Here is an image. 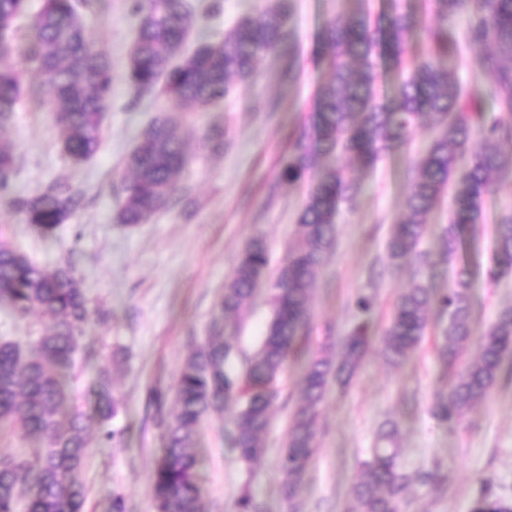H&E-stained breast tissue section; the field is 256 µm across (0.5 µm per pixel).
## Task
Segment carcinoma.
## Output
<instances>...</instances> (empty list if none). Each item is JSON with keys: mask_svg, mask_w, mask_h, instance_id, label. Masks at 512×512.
Segmentation results:
<instances>
[{"mask_svg": "<svg viewBox=\"0 0 512 512\" xmlns=\"http://www.w3.org/2000/svg\"><path fill=\"white\" fill-rule=\"evenodd\" d=\"M27 2L0 0V130L12 123L22 92L24 73L13 63L21 55L41 77L33 93L61 131L64 150L74 162H83L101 145L112 94V61L94 46L83 23L95 0H41L22 40L17 21L26 15ZM354 2L357 9L337 14L322 29L314 63L331 77L319 84L279 171L282 181H306L309 187L293 241L271 282L272 313L262 342L235 376L226 370L232 346L218 324L187 356L177 378L175 409L159 420L165 447L149 487L153 512H206L200 460L191 451L204 418L221 414L231 421L228 444L242 462L264 454L279 377L288 361L302 359V397L278 460L284 494L292 498L319 448L321 407L330 383L350 377L372 342L374 301L360 295L353 327L338 351H307L312 292L335 246L339 210L358 192L347 166H325V158L368 166L408 145L417 127L432 128L434 135L415 162L406 217L394 225L386 244L387 266L421 258L426 216L448 197L445 253L453 256L464 228L475 231L490 222L494 262L487 279L494 284L512 270V207L491 219L487 214L493 178L512 176V0H433L431 21L408 0H388L376 22L363 0ZM293 9V0H274L238 19L221 39L202 41L187 53L184 46L196 26L191 0H133L137 34L127 56L133 98L157 92L167 108L139 132L125 158L118 223L145 224L175 202L187 163L179 116L206 111L232 95L267 55H288L286 76L293 79L295 44L288 31ZM458 14L468 17L462 31L448 24ZM419 41L427 45L421 58L410 51ZM466 52L481 72L479 85H464L448 70V57ZM382 64L399 76L394 94L385 100L374 95ZM475 136L483 145L472 151ZM202 140L213 150L224 149V127L211 126ZM16 168L15 145L0 139V202L42 236L53 235L82 208L83 196L60 182L34 194L16 191ZM268 262L259 237L240 252L220 303L224 321L251 303ZM468 290L464 268L455 287L441 296L413 283L399 296L382 336L386 361L398 368L428 336L429 310L438 308L446 323L439 328L437 351L448 382L435 392L431 409L445 421L464 420L512 360V309L502 310L476 339ZM0 305L21 318L38 312L51 322V330L34 339L0 340V436L21 429L43 443L31 459L0 448V512H86L82 474L90 456L88 423L97 422L103 437L113 439L107 423L117 408L102 384L94 415L69 410L67 378L91 318L82 283L69 263L48 269L0 244ZM474 346L476 359L465 360ZM395 440L393 428L379 431L351 488L347 512H399L410 477L398 462ZM235 512L263 509L246 488ZM474 512H512V505L485 496Z\"/></svg>", "mask_w": 512, "mask_h": 512, "instance_id": "obj_1", "label": "carcinoma"}]
</instances>
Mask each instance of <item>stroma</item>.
<instances>
[{"mask_svg": "<svg viewBox=\"0 0 512 512\" xmlns=\"http://www.w3.org/2000/svg\"><path fill=\"white\" fill-rule=\"evenodd\" d=\"M268 2L221 0L219 12L202 20L201 32L220 39L240 16L258 13ZM350 7V0H294L289 26L297 43L296 78L284 80V61L267 56L234 95L209 111L187 114L180 132L188 163L179 179L178 202L135 227L115 220L124 159L138 131L165 102L155 97L132 102L126 55L135 27L128 0H99L84 17L95 45L111 55L114 68L103 143L91 159L77 164L68 157L59 130L29 92L17 106L6 132L17 148L16 188L35 193L58 181L84 195L82 208L50 237L0 204V242L42 266L70 262L92 310L83 342L95 356L72 385L73 405L90 413L95 405L90 388L104 381L118 414L109 423L113 442L103 441L98 426L88 431L92 451L83 479L89 512H112L116 497L123 499L126 512H152L148 487L163 439L151 391L173 397L179 369L210 336L230 272L249 240L264 238L269 271L284 260L307 185L282 182L279 170L316 86L328 77L326 68L313 63L318 34L327 19ZM216 123L226 131L220 153L202 142L203 132ZM431 136V130L418 128L409 146L384 155L373 168L355 171L361 191L337 217L336 247L313 292L311 350L346 334L357 295L374 297L380 332L414 279L424 280L435 293L446 292L454 285L457 264L471 271L474 335H482L502 308L512 306V273L494 286L486 278L493 263L491 225L481 227L477 240H466L455 263L444 258V205L427 217L421 249L430 255L428 265L411 261L395 270L385 265L391 229L405 212L415 157ZM270 317L265 278L237 323L226 329L233 345L231 373H238L258 347ZM302 370L299 360L285 368L264 437L266 452L255 464L244 465L229 449L222 418L204 421L194 448L207 512H233L245 487L264 502L266 512H345L359 466L388 420L397 425L400 463L412 477L401 512H471L486 488L512 504V375L503 377L465 420H440L431 412V401L445 375L430 336L398 369L387 364L381 342L373 341L349 384L330 388L322 405L321 447L293 500H285L277 459L300 396Z\"/></svg>", "mask_w": 512, "mask_h": 512, "instance_id": "stroma-1", "label": "stroma"}]
</instances>
